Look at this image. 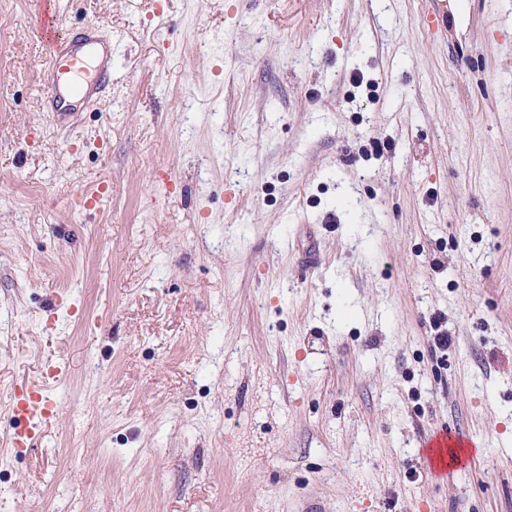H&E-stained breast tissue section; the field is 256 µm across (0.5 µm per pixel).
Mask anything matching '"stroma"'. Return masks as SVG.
Masks as SVG:
<instances>
[{
	"mask_svg": "<svg viewBox=\"0 0 512 512\" xmlns=\"http://www.w3.org/2000/svg\"><path fill=\"white\" fill-rule=\"evenodd\" d=\"M33 9L0 0V439L67 373L0 512H512V0H63L115 46L65 130ZM63 373L59 365L49 367L39 379L29 380L24 392H13L10 408L12 419L18 424L6 436L10 447L7 449L26 447L36 431L54 417L55 403L46 395V390L50 381H58ZM471 441L470 436L460 437L448 435L446 431L435 433L423 445V448H431V459L436 468H441L444 464V457L441 448H463L468 446Z\"/></svg>",
	"mask_w": 512,
	"mask_h": 512,
	"instance_id": "stroma-1",
	"label": "stroma"
}]
</instances>
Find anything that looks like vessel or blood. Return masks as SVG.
<instances>
[{
  "mask_svg": "<svg viewBox=\"0 0 512 512\" xmlns=\"http://www.w3.org/2000/svg\"><path fill=\"white\" fill-rule=\"evenodd\" d=\"M36 36L44 42L47 55L40 64L46 87L45 109L56 124H63L76 106H95L112 80V37L103 25L93 24L72 33L62 32L56 0H38ZM63 369L52 366L40 378L30 380L22 393L13 395L11 411L15 425L7 434L10 449L26 447L42 425L55 414L47 396L50 382L59 380ZM467 438L447 432L434 434L426 442L435 467H442L444 448H463Z\"/></svg>",
  "mask_w": 512,
  "mask_h": 512,
  "instance_id": "obj_1",
  "label": "vessel or blood"
}]
</instances>
